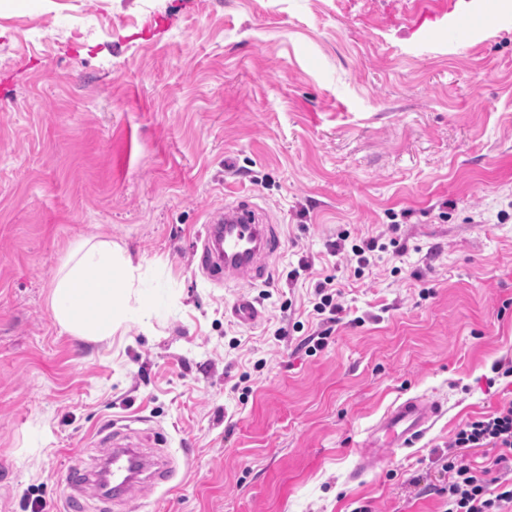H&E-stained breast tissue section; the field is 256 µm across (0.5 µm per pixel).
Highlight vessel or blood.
I'll return each mask as SVG.
<instances>
[{
	"label": "vessel or blood",
	"instance_id": "vessel-or-blood-1",
	"mask_svg": "<svg viewBox=\"0 0 512 512\" xmlns=\"http://www.w3.org/2000/svg\"><path fill=\"white\" fill-rule=\"evenodd\" d=\"M272 230L262 211L246 196L210 210L200 250V268L223 270L228 281L243 275L258 277L265 268V258L277 250ZM443 413V402L428 395L412 396L393 404L367 429L360 445L356 474H363L383 450L414 447ZM109 465L113 490L123 492L150 468L151 462L139 448L124 446L113 449Z\"/></svg>",
	"mask_w": 512,
	"mask_h": 512
}]
</instances>
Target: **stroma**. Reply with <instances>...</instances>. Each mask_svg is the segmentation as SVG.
Wrapping results in <instances>:
<instances>
[{
  "mask_svg": "<svg viewBox=\"0 0 512 512\" xmlns=\"http://www.w3.org/2000/svg\"><path fill=\"white\" fill-rule=\"evenodd\" d=\"M251 194L281 247L223 282L206 210ZM349 243L386 249L362 274ZM155 310L90 341L50 294L75 250ZM307 260L309 269L299 267ZM334 277L339 321L314 288ZM253 301L245 325L230 307ZM326 331L320 350L305 338ZM512 0H28L0 14V512H65L113 443L168 465L110 512H442L438 458L512 400ZM446 414L349 474L398 398ZM112 443V444H113Z\"/></svg>",
  "mask_w": 512,
  "mask_h": 512,
  "instance_id": "1",
  "label": "stroma"
}]
</instances>
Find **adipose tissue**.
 Returning a JSON list of instances; mask_svg holds the SVG:
<instances>
[{"mask_svg":"<svg viewBox=\"0 0 512 512\" xmlns=\"http://www.w3.org/2000/svg\"><path fill=\"white\" fill-rule=\"evenodd\" d=\"M101 275L102 285L89 287L92 275ZM139 267L131 258L99 241L82 248L73 257L52 290L51 309L59 326L89 340L112 335L131 322L151 316L152 301L137 293Z\"/></svg>","mask_w":512,"mask_h":512,"instance_id":"1","label":"adipose tissue"}]
</instances>
